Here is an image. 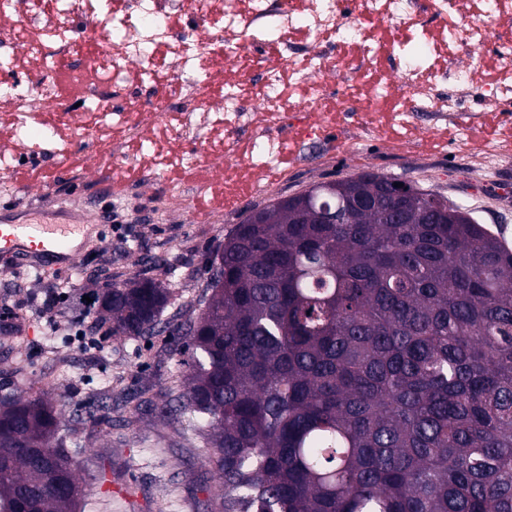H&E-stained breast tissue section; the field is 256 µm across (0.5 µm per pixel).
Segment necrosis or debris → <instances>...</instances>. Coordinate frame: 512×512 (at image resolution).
I'll return each instance as SVG.
<instances>
[{
	"label": "necrosis or debris",
	"mask_w": 512,
	"mask_h": 512,
	"mask_svg": "<svg viewBox=\"0 0 512 512\" xmlns=\"http://www.w3.org/2000/svg\"><path fill=\"white\" fill-rule=\"evenodd\" d=\"M436 26L422 19L419 0H52L50 10L34 0H0V62L24 71L19 82L0 86V137L32 156L50 151L68 156L76 137L100 140L105 152L138 147L134 164L166 181L172 168L210 169L239 157L241 166H267L276 149L267 127L271 117L294 105L319 107L323 78L335 73L328 42L360 56L349 71L357 90L389 98L400 114L426 112L438 122L466 128L464 101L484 89L492 104L512 101V0H430ZM84 29L95 58L109 68L81 81L75 97L54 101L55 120L34 109L47 96L62 57ZM308 49L292 50L293 35ZM223 45L222 58L212 52ZM263 46L270 65L261 86L246 77L248 49ZM406 62L400 80L378 68L384 52ZM170 73L187 81L182 102L164 96L130 99L113 112L99 111L100 99L116 87L139 89L157 84V55ZM452 85L448 93L438 83ZM224 88V105L211 109L204 94ZM262 100L263 111L249 113L244 103ZM246 124L257 133L244 154L235 150L236 133ZM191 139L193 153L181 154L176 141Z\"/></svg>",
	"instance_id": "necrosis-or-debris-1"
}]
</instances>
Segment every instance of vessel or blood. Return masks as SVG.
Returning <instances> with one entry per match:
<instances>
[{
	"label": "vessel or blood",
	"mask_w": 512,
	"mask_h": 512,
	"mask_svg": "<svg viewBox=\"0 0 512 512\" xmlns=\"http://www.w3.org/2000/svg\"><path fill=\"white\" fill-rule=\"evenodd\" d=\"M80 228L71 224H14L0 230V259L8 263L40 267L74 265L79 250L70 246L71 236Z\"/></svg>",
	"instance_id": "b4317fda"
}]
</instances>
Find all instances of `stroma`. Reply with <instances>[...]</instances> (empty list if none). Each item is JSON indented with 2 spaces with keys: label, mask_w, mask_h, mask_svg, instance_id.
Masks as SVG:
<instances>
[{
  "label": "stroma",
  "mask_w": 512,
  "mask_h": 512,
  "mask_svg": "<svg viewBox=\"0 0 512 512\" xmlns=\"http://www.w3.org/2000/svg\"><path fill=\"white\" fill-rule=\"evenodd\" d=\"M325 83V101L334 110L315 140L297 135L300 113L271 126L278 153L262 173L272 185L264 196L229 197L215 211L199 195L166 200L161 183L91 138L79 139L64 160L47 152L18 161L11 189L0 190V215L15 223L41 215L102 227L72 267L38 276L29 267L0 265V303L20 305L27 322L22 333L0 331V396H63L65 427L89 410L111 422L105 430L96 418L82 426L85 452L76 476L87 502L111 504V512H222L205 437L187 431L170 411L179 370L167 343L171 329L203 311L210 294L206 262L249 212L321 181L372 172L415 183L473 211L486 227L512 232V151L490 173L476 169L484 144L501 143L512 125V103L484 108L481 121L466 131L433 133L383 109L366 115L359 92L333 75ZM111 207L131 224L127 237L107 219ZM144 279L172 292L153 335H111L92 347L71 336L75 315L86 313L90 325L98 318L86 296ZM51 292L68 295L57 308L54 332L41 316ZM107 387L125 392L127 402L102 401Z\"/></svg>",
  "instance_id": "obj_1"
}]
</instances>
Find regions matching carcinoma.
Instances as JSON below:
<instances>
[{"label":"carcinoma","mask_w":512,"mask_h":512,"mask_svg":"<svg viewBox=\"0 0 512 512\" xmlns=\"http://www.w3.org/2000/svg\"><path fill=\"white\" fill-rule=\"evenodd\" d=\"M373 173L246 216L175 334L177 411L224 512H512V250L467 209ZM171 292L95 296L114 336ZM63 398H0V512H76Z\"/></svg>","instance_id":"1"}]
</instances>
